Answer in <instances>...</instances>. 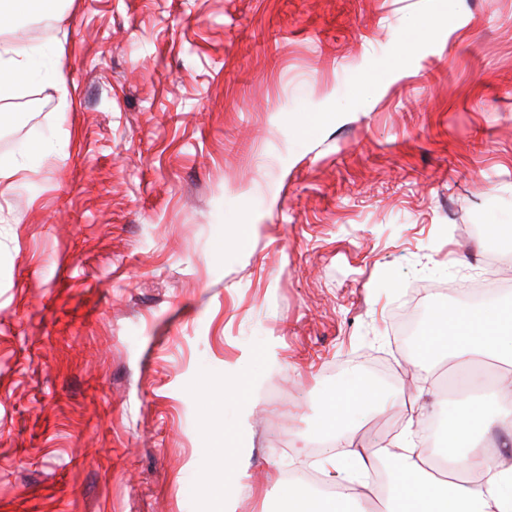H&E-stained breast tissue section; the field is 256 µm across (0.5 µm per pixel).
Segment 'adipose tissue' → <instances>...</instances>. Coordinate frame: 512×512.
I'll use <instances>...</instances> for the list:
<instances>
[{
    "mask_svg": "<svg viewBox=\"0 0 512 512\" xmlns=\"http://www.w3.org/2000/svg\"><path fill=\"white\" fill-rule=\"evenodd\" d=\"M41 68L22 49L0 44V124L24 121L13 101ZM414 357L461 366L491 359L501 371L486 395L440 409L445 436L431 451L415 440L421 415L415 401L406 407L403 429L386 445L355 448L352 412L370 400L371 387L359 377L342 382L325 399L318 429L345 454L324 457L319 465L324 474H343L346 485L323 493L279 483L278 512H512V460L484 445L492 434L512 435V297L438 313Z\"/></svg>",
    "mask_w": 512,
    "mask_h": 512,
    "instance_id": "adipose-tissue-1",
    "label": "adipose tissue"
}]
</instances>
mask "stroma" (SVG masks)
<instances>
[{
	"label": "stroma",
	"mask_w": 512,
	"mask_h": 512,
	"mask_svg": "<svg viewBox=\"0 0 512 512\" xmlns=\"http://www.w3.org/2000/svg\"><path fill=\"white\" fill-rule=\"evenodd\" d=\"M56 45L67 96L0 127V163L49 148L0 182V512H209L205 396L264 345L236 512L322 479L294 444L342 378L360 448L445 399L396 320L512 285V0H63Z\"/></svg>",
	"instance_id": "35a3bbf8"
}]
</instances>
